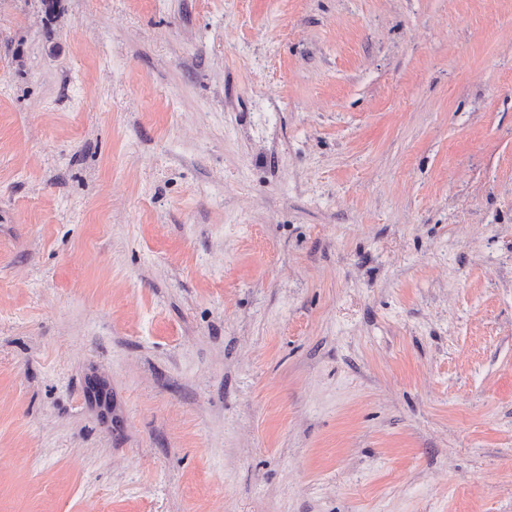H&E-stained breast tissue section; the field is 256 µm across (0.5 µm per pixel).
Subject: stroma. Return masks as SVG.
<instances>
[{
    "label": "stroma",
    "mask_w": 512,
    "mask_h": 512,
    "mask_svg": "<svg viewBox=\"0 0 512 512\" xmlns=\"http://www.w3.org/2000/svg\"><path fill=\"white\" fill-rule=\"evenodd\" d=\"M0 512H512V0H0Z\"/></svg>",
    "instance_id": "obj_1"
}]
</instances>
